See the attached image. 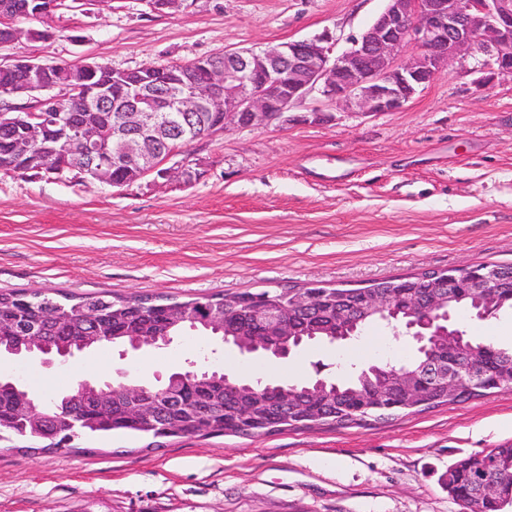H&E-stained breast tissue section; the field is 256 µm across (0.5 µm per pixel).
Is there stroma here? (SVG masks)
Here are the masks:
<instances>
[{
  "label": "stroma",
  "instance_id": "1",
  "mask_svg": "<svg viewBox=\"0 0 512 512\" xmlns=\"http://www.w3.org/2000/svg\"><path fill=\"white\" fill-rule=\"evenodd\" d=\"M384 0H76L48 41L0 44V63H185L330 31L347 47ZM188 183L110 187L72 173L0 169V288L112 291L187 301L291 285L353 288L422 270L512 262V83L480 89L456 67L397 112L332 108L190 143ZM387 327L316 343L279 364L194 333L166 348L105 344L50 366L0 361L40 391L82 379L151 386L205 359L271 381L339 379L340 365L413 357ZM512 442V390L386 420L262 437L116 433L76 450H0V512H459L439 483L457 459Z\"/></svg>",
  "mask_w": 512,
  "mask_h": 512
}]
</instances>
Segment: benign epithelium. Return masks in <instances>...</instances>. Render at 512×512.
I'll return each instance as SVG.
<instances>
[{"label": "benign epithelium", "mask_w": 512, "mask_h": 512, "mask_svg": "<svg viewBox=\"0 0 512 512\" xmlns=\"http://www.w3.org/2000/svg\"><path fill=\"white\" fill-rule=\"evenodd\" d=\"M386 7L361 35L349 40V47L336 52L337 39L329 32L313 38L293 40L259 50H226L224 55L198 59L192 72L157 81L155 66L142 68V81L133 86L122 84L124 71L112 73L96 62L75 64V82L59 87L60 94L44 97L22 112L0 108V128L13 132L10 154L27 166L37 158L49 136L53 150L60 151L64 162L57 174L75 172L92 175L97 182L112 187L122 183L112 178V170L122 165L133 170L126 183L157 173L190 182L195 172L187 164L167 168L165 164L178 153H165L156 145L167 142L174 128L200 112L211 115L196 139L223 134L233 128H261L275 120L320 123L328 119L324 109L313 106L301 116L288 112L310 95L327 106L341 105L353 112L381 114L398 112L414 95L436 77L458 63L464 72L476 74L475 84L486 86L499 79L512 80V0H385ZM65 0H25L14 13H0V41L19 43L22 39L44 40L58 28V11ZM41 24L39 29L22 30L15 26L20 18ZM23 67L28 80L15 86V94H34L55 88L46 79V64L26 58ZM112 102L115 117L109 131L94 125H74L67 109L72 104L92 106ZM496 270L464 266L448 271L450 288L498 287L502 281ZM404 302L412 307L414 325L422 330L448 323L446 298L418 291L417 283L404 284ZM390 296L366 292L355 309L364 313H383L389 309ZM251 320L287 336L288 321L277 317L264 301L255 300ZM413 340L428 352L430 382L440 385L448 397L458 392L457 361L433 353L417 334ZM30 355L44 365L65 362L69 352L56 351L41 336L27 338ZM172 340L158 336H133L130 347L144 345L164 348ZM368 370L379 374L374 399L382 401L391 387H397L414 401L426 396L427 383L403 370L380 374L372 364ZM200 393L212 382L228 381L203 363L195 367ZM182 372H172L150 389L124 386L128 414L139 422L152 421L160 406L177 397ZM112 382L87 379L81 391L93 395L92 405L106 410L111 404ZM26 422L41 427L46 415L26 398L16 403Z\"/></svg>", "instance_id": "benign-epithelium-1"}]
</instances>
